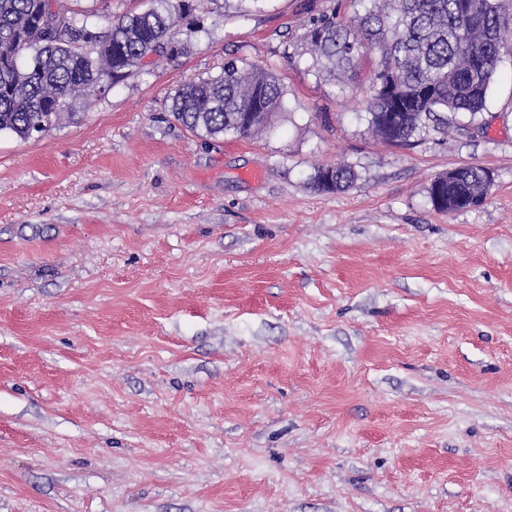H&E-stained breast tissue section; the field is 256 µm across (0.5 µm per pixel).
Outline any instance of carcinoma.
Segmentation results:
<instances>
[{
	"instance_id": "cac0c4a2",
	"label": "carcinoma",
	"mask_w": 512,
	"mask_h": 512,
	"mask_svg": "<svg viewBox=\"0 0 512 512\" xmlns=\"http://www.w3.org/2000/svg\"><path fill=\"white\" fill-rule=\"evenodd\" d=\"M460 0H348L352 15L338 18L342 4L311 20L297 39L286 42L289 58L310 55L311 68L331 80L366 59L368 129L386 144L407 147L455 127L485 133L478 118L497 74L503 52L512 43V4L507 0H469L472 17L458 24ZM129 12L88 10L67 14L58 0H0V134L21 140L46 132L81 96L101 92L106 70L129 69L137 76L164 50L183 25L169 0ZM38 29L23 43L16 31ZM468 49H458L460 39ZM396 81L384 90L389 76ZM285 110L284 92L271 71L230 59L223 72L177 86L173 119L196 136L212 140L248 138L266 130ZM467 115L465 123L457 116ZM358 178L347 165L319 166L311 178L320 192L335 193ZM494 174L466 166L431 181L433 208L452 214L487 199Z\"/></svg>"
}]
</instances>
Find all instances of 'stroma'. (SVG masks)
Returning a JSON list of instances; mask_svg holds the SVG:
<instances>
[{
	"instance_id": "1",
	"label": "stroma",
	"mask_w": 512,
	"mask_h": 512,
	"mask_svg": "<svg viewBox=\"0 0 512 512\" xmlns=\"http://www.w3.org/2000/svg\"><path fill=\"white\" fill-rule=\"evenodd\" d=\"M333 4L217 0L176 61L0 135V512H512V54L486 134L390 147L284 54ZM230 59L288 109L192 136L174 89ZM466 165L486 202L437 212ZM358 178L351 166H319L311 178L312 185L320 192L335 193L349 187ZM448 173L431 181L429 199L435 210L452 214L468 209L474 204L475 196L482 197L480 205L487 199L494 180L490 170L481 166H466L455 169L449 176Z\"/></svg>"
}]
</instances>
